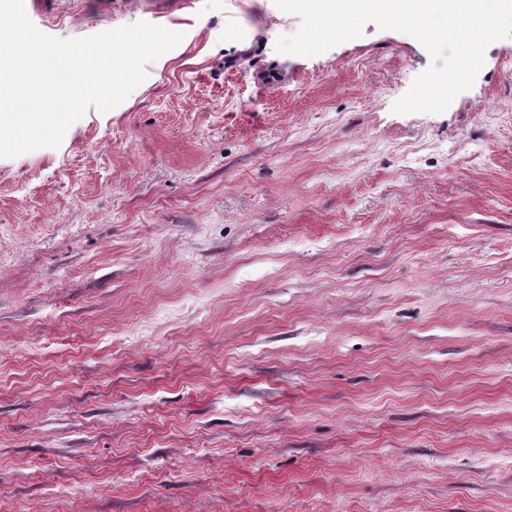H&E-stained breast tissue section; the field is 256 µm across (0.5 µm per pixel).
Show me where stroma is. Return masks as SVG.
Returning <instances> with one entry per match:
<instances>
[{
  "instance_id": "35a3bbf8",
  "label": "stroma",
  "mask_w": 512,
  "mask_h": 512,
  "mask_svg": "<svg viewBox=\"0 0 512 512\" xmlns=\"http://www.w3.org/2000/svg\"><path fill=\"white\" fill-rule=\"evenodd\" d=\"M27 13L184 38L0 159V512H512V38L401 114L432 58L371 22L303 57L274 0Z\"/></svg>"
}]
</instances>
